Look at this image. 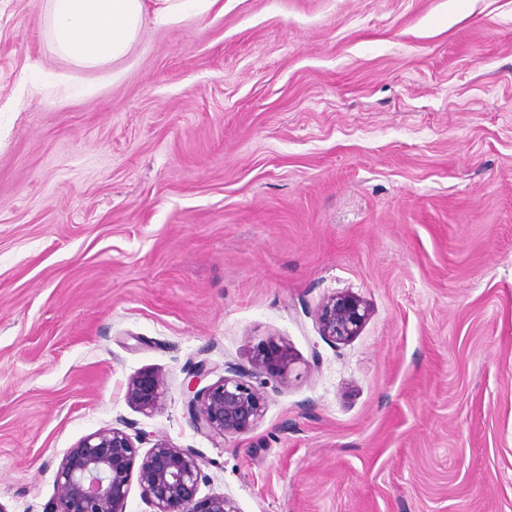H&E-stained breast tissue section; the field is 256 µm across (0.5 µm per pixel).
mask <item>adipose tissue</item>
I'll list each match as a JSON object with an SVG mask.
<instances>
[{"instance_id":"ef3b65f1","label":"adipose tissue","mask_w":512,"mask_h":512,"mask_svg":"<svg viewBox=\"0 0 512 512\" xmlns=\"http://www.w3.org/2000/svg\"><path fill=\"white\" fill-rule=\"evenodd\" d=\"M219 0H46L43 26L54 50L84 68L125 58L146 23L209 13Z\"/></svg>"}]
</instances>
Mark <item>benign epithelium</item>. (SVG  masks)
I'll return each instance as SVG.
<instances>
[{"instance_id": "7a95c632", "label": "benign epithelium", "mask_w": 512, "mask_h": 512, "mask_svg": "<svg viewBox=\"0 0 512 512\" xmlns=\"http://www.w3.org/2000/svg\"><path fill=\"white\" fill-rule=\"evenodd\" d=\"M368 316L363 300L348 292L330 296L317 310L322 335L334 343L357 336ZM294 364L288 344L268 337L252 347L249 367L229 365L214 384L200 386L207 375L204 368L192 372L184 386L191 426L215 443L250 432L265 409V395L252 379L266 374L285 382ZM165 390L164 378L147 372L128 380L125 396L140 411L150 413ZM139 442V434L112 427L68 449L54 475L51 512H126L134 480L149 512H239L224 495L197 499L206 474L205 461L195 451L159 438L142 454Z\"/></svg>"}]
</instances>
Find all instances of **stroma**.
<instances>
[{"mask_svg":"<svg viewBox=\"0 0 512 512\" xmlns=\"http://www.w3.org/2000/svg\"><path fill=\"white\" fill-rule=\"evenodd\" d=\"M223 2L87 70L0 0V505L127 426L239 512H512V0ZM270 336L259 423L195 432L188 374ZM368 316L369 309L363 300L348 292L330 296L317 310L322 335L334 343L358 336ZM166 390L164 378L152 372L133 376L126 385L127 401L144 413L152 412Z\"/></svg>","mask_w":512,"mask_h":512,"instance_id":"stroma-1","label":"stroma"}]
</instances>
